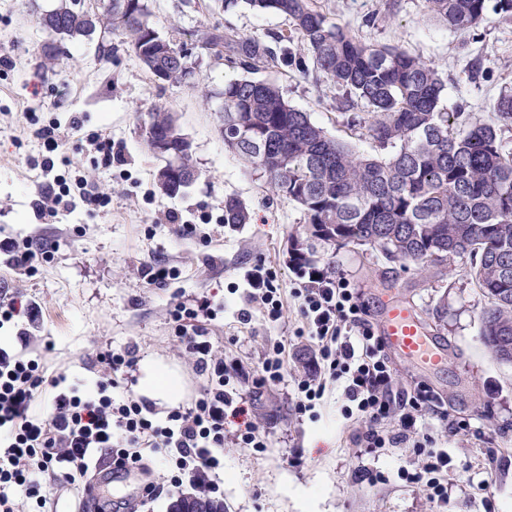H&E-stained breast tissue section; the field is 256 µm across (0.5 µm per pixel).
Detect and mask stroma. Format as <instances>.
<instances>
[{
	"label": "stroma",
	"mask_w": 512,
	"mask_h": 512,
	"mask_svg": "<svg viewBox=\"0 0 512 512\" xmlns=\"http://www.w3.org/2000/svg\"><path fill=\"white\" fill-rule=\"evenodd\" d=\"M55 0H0V239L10 237L42 246L46 259L33 270L16 269L0 253V300H35V322L17 317L0 329V347L26 350L46 377L65 374L68 382L96 380L98 353L131 350L136 361L151 358L173 369L184 382L182 406H190L204 379L176 341L172 318L176 302L207 298L216 317L207 328L216 350L235 360L251 394L252 419L264 431L263 452L224 446L220 474L224 512H512V365L494 360L479 336L485 300L466 276L468 259L459 258L447 276L421 278L386 260L376 250L322 243L320 266H335L348 277L377 321L382 298L412 307L448 347V365L437 373L390 355L394 386L413 390L426 384L441 398L450 421L461 431L426 418L430 434L448 451L447 503L429 499L402 480L401 469L415 468L411 449L380 448L367 454L353 443L361 424L344 418L343 389L327 382L313 411L294 410L297 379L310 374L317 349L297 337L300 318L292 288L299 283L291 261L290 238L302 234L303 212L271 195L265 178L224 148L215 110L204 109L202 92L219 91L239 70L223 59L203 56L198 82L159 84L137 58L111 35L110 62L98 58L97 40L68 43L49 68L36 66L47 39L37 23ZM162 34L193 46L205 24L233 27L247 36L270 38L287 27L284 17L240 8L227 13L218 0H149ZM335 22L359 39L397 44L435 63L447 84L448 110L485 120L498 97L512 91V16L492 14L477 35H464L431 20L422 0H317ZM483 74L471 78L472 62ZM255 79L281 86L291 105L309 112L317 124L350 141L363 153L370 140L351 135L337 105L343 92L326 79L286 68H263ZM166 106L191 143L201 177L184 193L168 197L155 186L163 159L145 146L142 118ZM80 116L83 125L54 155V172L81 173L111 196L91 211L77 207L41 216L43 189L34 161L46 150L37 131L52 122ZM112 141V165L102 167L89 146L92 138ZM235 195L250 208L251 223L232 227L222 221L224 198ZM179 223H168V214ZM193 225L184 234V225ZM274 268L286 306L279 323L264 320L250 296L255 265ZM160 265L171 275L151 285L144 267ZM25 330L26 342L16 338ZM281 341L288 352L282 381L253 388L268 344Z\"/></svg>",
	"instance_id": "1"
}]
</instances>
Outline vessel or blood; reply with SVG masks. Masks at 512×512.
I'll return each mask as SVG.
<instances>
[{
  "label": "vessel or blood",
  "mask_w": 512,
  "mask_h": 512,
  "mask_svg": "<svg viewBox=\"0 0 512 512\" xmlns=\"http://www.w3.org/2000/svg\"><path fill=\"white\" fill-rule=\"evenodd\" d=\"M380 334L387 347L428 371H440L447 364L445 345L429 332L411 307L386 303Z\"/></svg>",
  "instance_id": "b4317fda"
}]
</instances>
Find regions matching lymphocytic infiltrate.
<instances>
[{"mask_svg": "<svg viewBox=\"0 0 512 512\" xmlns=\"http://www.w3.org/2000/svg\"><path fill=\"white\" fill-rule=\"evenodd\" d=\"M39 136L47 151L40 168L47 178L44 203L48 211L77 200L90 209L107 206L109 195L84 176H77L73 187H55L50 179L55 168L53 154L65 134L52 123L40 128ZM299 277L301 283L291 294L298 302L302 333L317 346L319 355L315 375L296 384V411L312 407L327 381L343 382L344 415L365 421L356 435L360 447L372 452L411 444L422 465L402 470L403 479L423 488L433 501L447 502L448 452L436 447L434 437L419 426L428 410L447 420L448 412L441 408L438 395L424 386L404 395L393 392V370L382 341L346 277L315 266L301 270ZM212 313L206 299L175 306L179 344L206 383L191 407L172 409L161 422L154 420L149 403L132 397L118 401L112 396L113 388L134 367L129 352L100 354L97 390L85 393L65 386L61 375L45 381L36 360L1 348L0 512H16L14 497L20 492L37 507H44V475L71 485L86 478L105 456L119 470H140L147 450L163 456L171 466L163 482L145 484L148 498L159 497L165 487H180L188 478L210 499H218L217 473L224 465L219 451L226 436H233L238 447L258 452L267 442L251 423L232 432L226 429L227 418L244 410V395L233 385L243 372L215 351L205 327ZM47 382L56 389L51 411L44 417L32 416L30 410Z\"/></svg>", "mask_w": 512, "mask_h": 512, "instance_id": "f902f5d3", "label": "lymphocytic infiltrate"}]
</instances>
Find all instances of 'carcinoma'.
<instances>
[{
    "label": "carcinoma",
    "mask_w": 512,
    "mask_h": 512,
    "mask_svg": "<svg viewBox=\"0 0 512 512\" xmlns=\"http://www.w3.org/2000/svg\"><path fill=\"white\" fill-rule=\"evenodd\" d=\"M489 0H424L427 14L455 30L476 33L488 20ZM245 5L278 14L289 31L273 48L257 36L220 25H203L197 48L246 73L282 66L321 73L344 91L338 109L350 130L372 141L375 154L357 151L292 106L280 88L248 77L231 79L218 92L225 147L266 177L269 190L295 203L306 234L323 242L368 246L422 274L451 270L469 257L471 283L485 299L480 337L498 362L512 364V94L499 97L487 120L471 123L467 112H449L446 84L437 66L397 45L363 42L319 10L315 0H224V11ZM47 32L64 31L62 43L89 38L103 28L122 36L148 74L181 83L194 76L190 56L162 36L148 0H58L37 16ZM297 48H291V44ZM172 132L168 163L200 174L191 143L177 118L155 105L144 134ZM246 204L224 198V223L247 224ZM297 269L312 265L300 237H291Z\"/></svg>",
    "instance_id": "1"
}]
</instances>
